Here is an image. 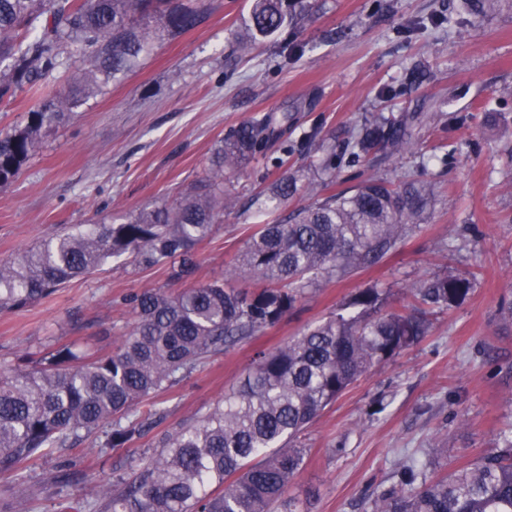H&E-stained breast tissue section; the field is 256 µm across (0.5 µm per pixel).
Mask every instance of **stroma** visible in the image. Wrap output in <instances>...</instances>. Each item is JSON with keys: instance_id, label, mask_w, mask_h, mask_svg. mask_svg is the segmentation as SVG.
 <instances>
[{"instance_id": "35a3bbf8", "label": "stroma", "mask_w": 512, "mask_h": 512, "mask_svg": "<svg viewBox=\"0 0 512 512\" xmlns=\"http://www.w3.org/2000/svg\"><path fill=\"white\" fill-rule=\"evenodd\" d=\"M310 21L246 43L239 30L252 0H206L199 24L175 41L157 36L137 65L86 101L8 185L0 187V260L74 224L107 221L186 192L238 123L295 114L288 140L224 183V221L197 249L189 282L165 266L108 259L89 277L21 310L0 313V368L54 344L116 349L133 325L130 294L174 293L230 278L235 257L265 216L248 201L273 182L312 176L325 150L304 148L311 130L336 153L331 189L289 198L287 210L371 177L431 185L436 199L409 235L376 265L319 284L277 324L205 359L157 399L165 418L144 438L105 447L98 434L35 457L23 483L0 478V512H53L60 470L77 472L72 497L131 477L161 434L207 413L236 390L257 352H273L355 292L389 289L409 304L410 285L451 273L472 278L466 299L432 312L418 345L374 367L309 428L294 491L305 512H363L364 497L389 486L420 448L442 470L469 462L512 421V8L467 15L461 0H311ZM417 115L412 152L391 162L345 149L376 114Z\"/></svg>"}]
</instances>
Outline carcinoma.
<instances>
[{"label": "carcinoma", "mask_w": 512, "mask_h": 512, "mask_svg": "<svg viewBox=\"0 0 512 512\" xmlns=\"http://www.w3.org/2000/svg\"><path fill=\"white\" fill-rule=\"evenodd\" d=\"M503 0H465L484 16ZM204 0H0V102L54 76L70 54L82 64L66 89L41 97L22 127L0 130V186L35 154L43 137L84 101L127 73L153 39L174 40L200 21ZM306 0H253L246 37L266 39L308 17ZM290 116L266 113L231 129L210 168L172 204L140 209L121 224L104 220L63 230L10 261H0V311L22 309L94 274L109 258L130 254L146 267L167 265L190 278L196 246L224 222V181L275 140ZM407 119L385 117L351 136L356 157L408 152ZM301 190L295 176L255 200L275 210ZM432 189L371 179L352 193L330 194L259 225L235 273L264 283L239 291L214 280L177 294L129 296L133 327L114 352L84 357L52 347L32 367L0 375V477L23 481L28 461L47 448L105 433L120 448L165 416L154 397L219 355L279 322L321 281L378 263L417 226ZM473 280L443 274L408 289L411 306L392 305L385 288L352 294L336 311L273 353L259 352L238 389L204 416L158 442L160 451L128 479L104 491L102 512H302L290 493L305 464L301 435L373 367L420 343L432 323L427 309L449 310ZM150 402L145 416L139 405ZM397 480L363 502L364 512H512V423L495 445L463 466L438 473L417 458ZM56 512H91L59 497Z\"/></svg>", "instance_id": "cac0c4a2"}]
</instances>
